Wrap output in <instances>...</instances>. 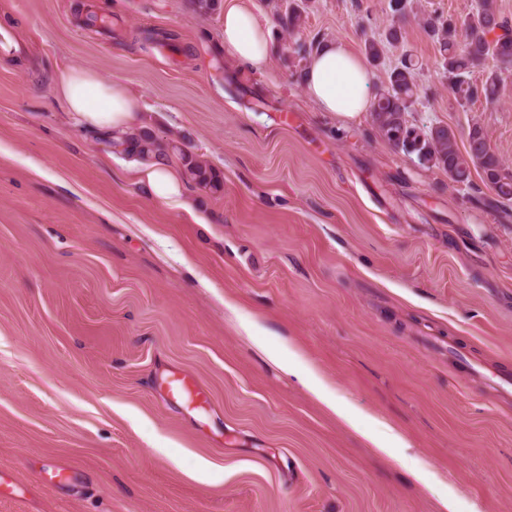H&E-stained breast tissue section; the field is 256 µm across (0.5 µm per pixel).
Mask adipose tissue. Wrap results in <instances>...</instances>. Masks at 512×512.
<instances>
[{
    "mask_svg": "<svg viewBox=\"0 0 512 512\" xmlns=\"http://www.w3.org/2000/svg\"><path fill=\"white\" fill-rule=\"evenodd\" d=\"M224 52L253 72L265 71L273 52L267 23L240 0L224 2ZM302 78L319 111L349 122L369 109L373 74L365 59L344 42L331 41L314 52ZM57 93L79 125L107 135L128 129L138 108L137 99L123 85L103 82L87 69L62 73ZM133 175L158 201L175 203L182 196L180 177L167 164L149 162L134 167Z\"/></svg>",
    "mask_w": 512,
    "mask_h": 512,
    "instance_id": "ef3b65f1",
    "label": "adipose tissue"
}]
</instances>
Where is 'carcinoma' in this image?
Listing matches in <instances>:
<instances>
[{
	"instance_id": "obj_1",
	"label": "carcinoma",
	"mask_w": 512,
	"mask_h": 512,
	"mask_svg": "<svg viewBox=\"0 0 512 512\" xmlns=\"http://www.w3.org/2000/svg\"><path fill=\"white\" fill-rule=\"evenodd\" d=\"M280 20L282 28L290 35L304 23L302 12L296 7L288 9ZM424 26L439 46L455 99L461 104L481 95L488 101L494 100L499 85L498 74H489L479 86L467 79L489 56L512 67V27L496 12L490 0H482L480 10L468 20L461 43L457 42L449 21L441 22L430 17ZM416 67L417 62L409 55L388 74L387 88L376 96L371 112L379 134L394 149L416 155L422 165L431 163L442 168L457 183L469 182L474 168L480 171L484 184L499 198L512 200V166L492 151L482 126H470L467 146L461 150L457 135L450 127L435 126L421 132L407 125L405 113L418 96L414 80ZM105 141L125 156L142 161L157 157L168 159L174 155L196 185L215 192L222 186L220 176L195 154L173 141L162 143L149 131L131 130L114 134Z\"/></svg>"
}]
</instances>
